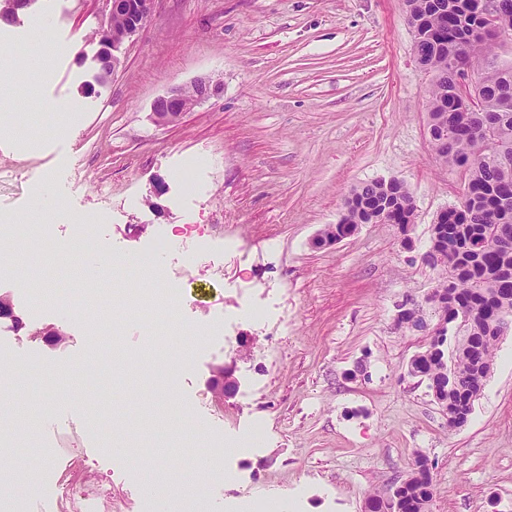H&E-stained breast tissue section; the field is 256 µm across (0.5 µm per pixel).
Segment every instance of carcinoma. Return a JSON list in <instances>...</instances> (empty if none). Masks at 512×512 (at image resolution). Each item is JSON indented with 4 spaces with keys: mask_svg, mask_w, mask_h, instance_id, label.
Returning <instances> with one entry per match:
<instances>
[{
    "mask_svg": "<svg viewBox=\"0 0 512 512\" xmlns=\"http://www.w3.org/2000/svg\"><path fill=\"white\" fill-rule=\"evenodd\" d=\"M34 0H0V19L11 21ZM479 0H404L418 63L432 75L426 102L429 143L437 159L464 176V201L448 211V222L433 227L431 249L441 277L436 311L451 325L467 308L472 320L466 348L446 335L432 336L420 370L437 389L447 412L465 424L494 364L499 322L512 320V64L502 65L489 42L490 21ZM130 24L123 10L112 13L106 34L118 41ZM477 74L478 106L464 100L456 83L459 69ZM389 209L395 224L415 223L412 198L398 180H378L353 190L340 224H365L371 211ZM432 466L425 455L397 488L393 502L383 491L369 498L371 512H426L432 498Z\"/></svg>",
    "mask_w": 512,
    "mask_h": 512,
    "instance_id": "1",
    "label": "carcinoma"
}]
</instances>
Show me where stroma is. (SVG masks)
<instances>
[{"mask_svg": "<svg viewBox=\"0 0 512 512\" xmlns=\"http://www.w3.org/2000/svg\"><path fill=\"white\" fill-rule=\"evenodd\" d=\"M48 18L32 33V17ZM102 0H35L0 32V71L17 108L0 133V218L50 224L60 242L93 225L113 259L145 254L161 276L123 271L96 282L112 309L64 323L71 365L27 388V440L0 438V456L37 459L52 419L90 417L85 447H133L112 459V512H141L156 466L205 483L221 512L277 497L288 512H364L367 497L402 478L418 455L435 465L431 512H512V333L465 427L454 430L426 384L408 376L428 335L397 328L395 305L422 300L438 271L423 263L438 214L460 206L459 169L441 164L426 133L431 77L417 63L404 0H154L106 84L95 82ZM201 77L222 92L170 126L152 104ZM167 184L148 207L156 180ZM409 190L416 220L362 224L334 245L351 191L374 180ZM50 202L35 203L41 188ZM209 254L186 259L194 238ZM169 288L183 330L208 316L223 333L189 353L174 386L158 387L167 338L127 293ZM234 364V388L209 387ZM224 438L223 480L199 468Z\"/></svg>", "mask_w": 512, "mask_h": 512, "instance_id": "obj_1", "label": "stroma"}]
</instances>
